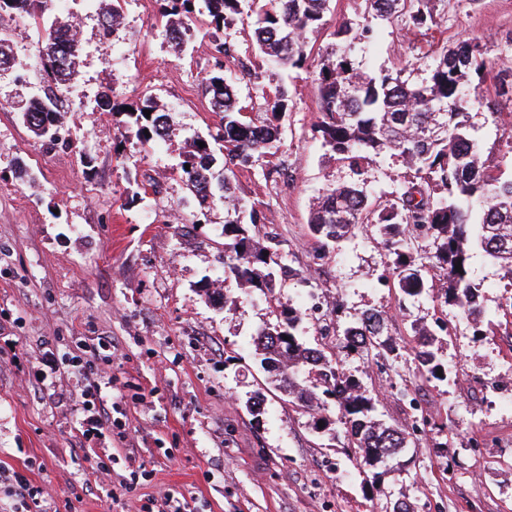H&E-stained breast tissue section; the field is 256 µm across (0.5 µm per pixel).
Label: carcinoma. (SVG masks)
<instances>
[{
	"mask_svg": "<svg viewBox=\"0 0 512 512\" xmlns=\"http://www.w3.org/2000/svg\"><path fill=\"white\" fill-rule=\"evenodd\" d=\"M124 0H100L101 25L116 30L124 18ZM168 17L163 33L179 48L196 14L208 17L206 27L215 52L237 63L242 77L261 82L282 69L312 72L319 96L320 118L315 126L322 146L347 165L350 177L329 183L313 204L309 227L320 247L327 249L347 238L360 224H372L384 236L387 262L379 281L393 278L402 299L430 293L443 307L459 309L474 325L485 310L471 299L479 285L469 277L470 251L480 248L512 274V178L493 173L471 137V111L485 81L487 47L458 40L420 67V76L407 68L371 73L356 65L352 51L372 46L383 23H401L419 32L439 24L434 0H363V12L338 25L330 53L311 62L307 34L325 25L329 0H163ZM58 8L55 0H0V18L17 13L41 25ZM249 21L261 66L252 69L237 58L236 45L220 37L238 21ZM67 23L52 21L38 47L44 85L21 108L32 134L54 145L59 142L58 101L76 74L80 42L63 38ZM25 70L12 54L9 38L0 32V66ZM205 94L212 111L223 115L213 137L192 138L180 163L186 186L202 205L224 204V275L241 286L269 293L273 252L257 236L256 225L268 223L260 203L234 195L235 169L275 156L281 144V120L293 107L288 88L277 85L267 99L264 117H251L234 81L223 70L209 74ZM151 114L146 116L144 111ZM129 128L144 145L170 136L167 115L149 95L126 112ZM205 146H199V142ZM224 155V174L212 171L214 150ZM390 155L407 169L400 189L384 203L368 195L369 164ZM190 169H185V165ZM432 242L430 264L416 265L407 255V238ZM461 265L456 270L455 265ZM441 287H435V283ZM276 321L252 339L260 365L288 402L307 411L313 429L327 427L334 411L346 428L353 459L376 483L388 464L409 452L410 434L377 416L378 400L356 375L345 371L336 352L307 346L297 334L300 312L292 307L274 311ZM448 325L414 328L415 359L421 376L445 381L448 364L441 357L439 336ZM338 348L376 359L395 351L386 317L366 310L341 332Z\"/></svg>",
	"mask_w": 512,
	"mask_h": 512,
	"instance_id": "carcinoma-1",
	"label": "carcinoma"
}]
</instances>
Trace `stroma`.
I'll list each match as a JSON object with an SVG mask.
<instances>
[{"label": "stroma", "mask_w": 512, "mask_h": 512, "mask_svg": "<svg viewBox=\"0 0 512 512\" xmlns=\"http://www.w3.org/2000/svg\"><path fill=\"white\" fill-rule=\"evenodd\" d=\"M432 36L383 26L354 57L367 71L416 64L457 39L486 43L491 61L472 137L488 165L512 174V0H439ZM125 27L102 29L87 0H67L61 19L82 22V52L60 114L62 141L36 139L18 112L43 84L35 60L43 31L23 19L6 31L26 71L0 73V470L46 488L58 512H141L166 494L191 512H512V289L505 271L473 251L487 320L481 329L425 296L400 304L378 284L385 240L369 224L339 247L312 237L308 216L345 168L314 130L318 100L304 71L286 85L295 106L281 120L278 154L239 169L236 193L265 206L276 287L272 294L224 276V208L204 209L182 180L188 138L216 132L203 90L219 58L203 28L175 51L162 36L157 0H126ZM125 106L151 95L171 134L141 144L127 118L98 111L103 91ZM271 165L285 177L264 178ZM141 192L132 201V192ZM224 284L228 303L205 288ZM342 301L340 321L368 309L387 318L397 354H342L391 423L410 413L402 391L430 410L407 468L375 487L348 457L342 424L315 432L311 417L267 382L252 339L275 307L301 313L298 334L332 347L336 324L319 308ZM448 322L446 381L421 378L406 342L419 324ZM112 339L93 357L111 378L102 397L112 424L93 427L82 376L65 361L78 346ZM265 398L261 415L246 406Z\"/></svg>", "instance_id": "1"}]
</instances>
